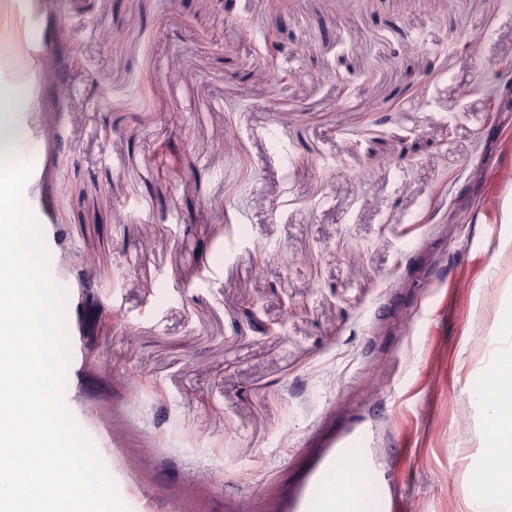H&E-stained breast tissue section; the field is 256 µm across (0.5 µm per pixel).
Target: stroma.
Listing matches in <instances>:
<instances>
[{
	"mask_svg": "<svg viewBox=\"0 0 512 512\" xmlns=\"http://www.w3.org/2000/svg\"><path fill=\"white\" fill-rule=\"evenodd\" d=\"M509 65L512 0H23L51 396L125 512H300L358 427L396 512H471L512 348V112L477 84ZM490 374L492 381L497 385V391L500 397L508 398L512 404V358L500 357L496 361V366Z\"/></svg>",
	"mask_w": 512,
	"mask_h": 512,
	"instance_id": "stroma-1",
	"label": "stroma"
}]
</instances>
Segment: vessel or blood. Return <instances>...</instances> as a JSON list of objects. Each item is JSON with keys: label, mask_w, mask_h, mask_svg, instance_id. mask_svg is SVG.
I'll list each match as a JSON object with an SVG mask.
<instances>
[{"label": "vessel or blood", "mask_w": 512, "mask_h": 512, "mask_svg": "<svg viewBox=\"0 0 512 512\" xmlns=\"http://www.w3.org/2000/svg\"><path fill=\"white\" fill-rule=\"evenodd\" d=\"M373 465L366 446L365 432H358L324 468L316 486L305 497L303 512H386L383 497H369L366 477ZM335 486V496H328L326 487Z\"/></svg>", "instance_id": "1"}]
</instances>
